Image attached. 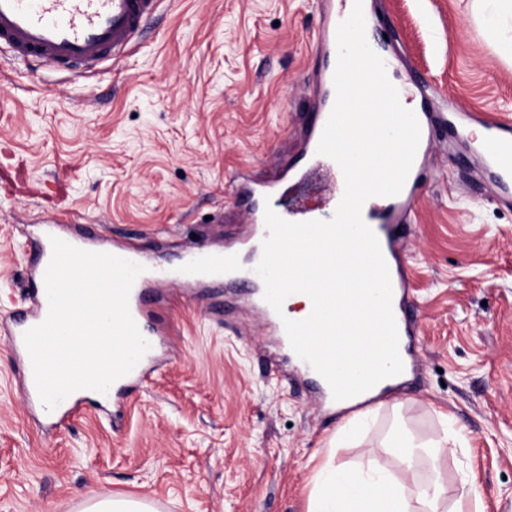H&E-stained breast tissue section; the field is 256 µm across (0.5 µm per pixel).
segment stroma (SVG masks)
Returning <instances> with one entry per match:
<instances>
[{
  "instance_id": "obj_1",
  "label": "stroma",
  "mask_w": 512,
  "mask_h": 512,
  "mask_svg": "<svg viewBox=\"0 0 512 512\" xmlns=\"http://www.w3.org/2000/svg\"><path fill=\"white\" fill-rule=\"evenodd\" d=\"M409 101L512 123V65L471 0H369ZM321 0H161L138 46L107 72L8 70L0 102V316L27 306L45 225L134 244L154 265L245 234L225 194L265 179L316 119ZM345 189L327 163L269 201L284 220L327 218ZM416 308L417 374L380 394L368 424L327 410L278 356L246 285L175 286L155 303L171 347L125 400L123 423L83 405L43 431L0 335V512H79L97 494L157 512H309L318 466L389 471L388 448L456 440L447 512H512V199L497 198L471 138L437 126L402 244ZM353 429L342 448L332 438Z\"/></svg>"
}]
</instances>
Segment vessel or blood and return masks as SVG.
<instances>
[{
    "label": "vessel or blood",
    "mask_w": 512,
    "mask_h": 512,
    "mask_svg": "<svg viewBox=\"0 0 512 512\" xmlns=\"http://www.w3.org/2000/svg\"><path fill=\"white\" fill-rule=\"evenodd\" d=\"M160 0H0V48H8L10 62L40 61L42 64L66 66L88 74L103 64L127 54L141 33L144 20L155 13ZM333 71H325L321 81L325 103L314 125L302 140L298 154L306 159H317V148L324 127L333 109L336 91ZM480 153L492 172L495 187L503 195H512V125L487 122L485 139L479 145ZM293 167L287 166L273 178L254 181L241 176L230 185L231 197L249 200L246 221L254 236L267 237L265 226V200L276 194L281 183L292 177ZM422 161L414 159L402 190L386 197L382 211L363 206L361 214L365 224L376 235L384 255L395 258L401 240L411 224L415 192L421 184ZM55 225L45 227V242L35 251L37 258L31 275L40 286L30 296V306L9 314L8 343L23 363L20 394L30 409H40L51 425L62 424L66 417L85 401L83 395L73 393L61 401L54 410L44 411L35 384L24 334L42 323L49 310L45 288L41 283L52 253L50 239L56 236ZM226 256L213 254L203 266H191L184 271L156 270L148 276H138L129 295V310L150 348L136 366L116 380L106 392L112 402V422L120 424L123 418V400L131 387L142 382L150 373L163 341L162 330L152 327L150 296L155 289L175 285L187 279L210 283L224 277ZM392 308L399 335H410L414 315L407 298L404 270L401 265L390 266ZM263 280V298L257 306L264 317L273 322L280 336L288 339L293 355L302 363L306 374L315 383L323 401L339 404L336 387L337 372L331 361L341 351L339 339L327 334L326 329L336 318L337 298L332 288L317 287L307 282L306 288L316 303L313 323L293 322L283 315V301L278 294L280 271L273 263H266L260 272Z\"/></svg>",
    "instance_id": "obj_1"
}]
</instances>
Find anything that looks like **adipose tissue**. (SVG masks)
Segmentation results:
<instances>
[{
    "label": "adipose tissue",
    "instance_id": "obj_1",
    "mask_svg": "<svg viewBox=\"0 0 512 512\" xmlns=\"http://www.w3.org/2000/svg\"><path fill=\"white\" fill-rule=\"evenodd\" d=\"M332 256L340 263L335 274L340 290L338 313L349 326L343 344L349 365L339 375V386L350 393L368 376L382 347L377 334L381 316L366 305L361 292L367 277L363 253L336 229L327 231L314 246L282 253L277 261L293 320L309 322L314 304L306 291L296 289L291 275L296 266H317ZM447 493L438 478L412 490L376 466L355 472L329 462L316 474L311 512H443Z\"/></svg>",
    "mask_w": 512,
    "mask_h": 512
}]
</instances>
